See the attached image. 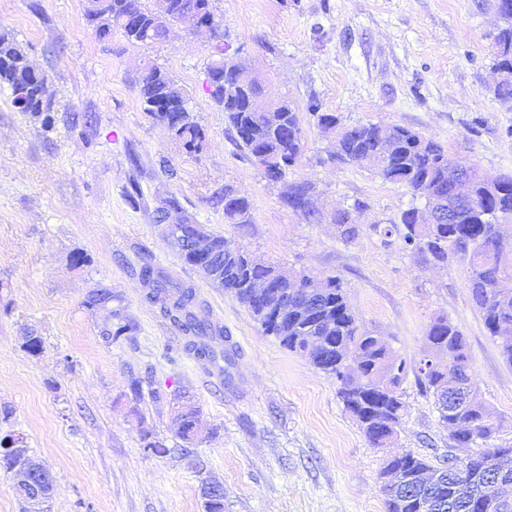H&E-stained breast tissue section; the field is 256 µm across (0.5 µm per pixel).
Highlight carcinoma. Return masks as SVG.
I'll return each mask as SVG.
<instances>
[{
	"label": "carcinoma",
	"mask_w": 512,
	"mask_h": 512,
	"mask_svg": "<svg viewBox=\"0 0 512 512\" xmlns=\"http://www.w3.org/2000/svg\"><path fill=\"white\" fill-rule=\"evenodd\" d=\"M167 18H162L159 8H150L144 0H89L85 18L101 36L112 30L120 31L133 43H152L161 40L167 33V24L183 21L198 9L200 0H165ZM497 11L507 23L495 38L496 67L512 70V0H497ZM25 52L15 38L0 33V88L10 91L11 100L23 96L28 102L27 112L41 118L45 128L52 126L50 104L37 96L43 88L40 76L28 69L20 70L15 61L24 59ZM209 95L212 102L224 112L236 145L254 159L259 167L273 170L277 179H282L301 155L303 133L300 110L291 101L277 102L276 112L281 117L277 128L269 125L262 112H249L245 106L246 96L262 93L259 85H250L246 90L233 91L239 77L233 71H224V53L214 54L207 63ZM138 95L144 112L157 124L174 131L173 138L189 150H197L204 138L203 129L191 113L181 110L191 108V98L168 72L157 66L148 68L137 82ZM307 111L316 116L317 124L326 134H337L336 152L339 160L365 164L375 170L383 180L401 184L412 195L425 198V191L432 190L441 201V209H455L453 223L448 218L436 224H419L417 207L402 212L400 223L381 227L377 224L370 230L379 236L385 246L393 244L397 237L404 247L436 265L459 260L466 264V285L489 335L499 339L512 337V264L502 259L503 236L501 221L512 218V176L490 178L476 168L462 172L469 178L472 199L461 200L456 195L455 184L448 179V170L456 165L453 158L445 155L444 148L432 138L425 137L400 125H378L359 123L347 125L334 112H323L315 97H310ZM310 186L296 184L290 187L285 204L304 216L313 224L320 220L319 213L309 205ZM224 221L228 224L251 222V204L247 198L224 187ZM339 236L348 242L360 234V226L351 222L347 209H338L334 215ZM202 236L212 244V272L224 282V290L238 301L248 296L246 282L251 278H263L273 272L266 266H248L222 235L206 233L199 224L177 225L175 247L183 250L182 243ZM141 279L151 286L148 297L161 303V308L173 325L190 338L189 347L195 356L215 364L225 357V352H216L209 341L223 337L224 331L215 326L198 302L192 287L173 282L155 270L150 264L140 269ZM314 308L293 307L285 319L277 323L261 314V307L252 302L249 308L254 321L263 333L279 340L288 351L305 357L314 367L336 378L337 395L358 424L370 422L362 432L370 445L379 446L377 424L381 420H392L402 424L405 403L399 392L409 373L417 374L424 392L433 395L435 408L442 421L452 422L448 414V385L441 382L442 373L426 365L419 367L406 364L394 357L383 337L366 330L349 303L340 280L329 277L323 282ZM115 296L112 289L101 288L87 295L84 306L93 314L103 315L100 336L112 344L127 340L136 330L135 322L120 307H112ZM334 319L336 328L329 332L317 347L311 349L303 336L306 330L318 323L320 316ZM426 337L435 342L444 353V370L455 373V385L466 390L470 399L458 406L456 417L476 431L487 450L467 460L465 469L452 464V459L440 467L430 465L427 459L412 453L399 455L388 464L406 473L428 471L441 474L440 484L433 494L446 497L456 479L463 473L484 477L483 465L487 456L499 455L512 471V448L491 443L501 428V421L494 419L492 412L480 397L472 382L471 374L463 371L462 364L470 363L466 336L445 318L434 320L428 327ZM350 352L352 365L348 372L341 371L345 352ZM177 430L182 440L194 445L195 427L199 424L198 411L192 406L182 407L176 415ZM387 512H434L428 508V496L415 488L404 487L385 490ZM457 512H501L492 501L476 495L472 506L457 508Z\"/></svg>",
	"instance_id": "1"
}]
</instances>
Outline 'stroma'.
<instances>
[{"instance_id":"35a3bbf8","label":"stroma","mask_w":512,"mask_h":512,"mask_svg":"<svg viewBox=\"0 0 512 512\" xmlns=\"http://www.w3.org/2000/svg\"><path fill=\"white\" fill-rule=\"evenodd\" d=\"M87 5L0 0V32L45 74L55 117L44 129L0 89V407L51 473L48 512H205L213 480L224 512H387V459L411 452L437 466L451 452L447 423L412 379L401 386L397 436L369 445L333 377L264 335L246 306L180 259L155 220L162 209L168 223L203 225L288 275L338 277L396 357L420 362L429 324L447 318L464 332L473 381L502 421L498 443L512 445V366L473 306L465 265L436 267L401 244L382 246L371 225L397 223L411 194L330 159L329 139L304 110L313 96L343 123L405 126L484 173L512 175V99L495 94L496 0H215L225 49L268 98L303 109L302 156L277 184L237 148L210 99L216 43L207 31L175 25L150 44L117 32L101 39ZM151 65L192 97L200 151L187 153L143 112L136 81ZM292 182L312 185L319 222L285 205ZM228 186L250 201V223H225ZM357 200L367 204L354 215L361 232L346 242L332 215ZM78 253L86 263L74 264ZM147 263L192 286L223 328V377L148 300ZM99 288L136 322L132 340L103 342L101 316L84 306ZM30 328L44 339L36 356L23 346ZM184 397L214 431L190 456L175 421ZM145 430L167 454L144 448Z\"/></svg>"}]
</instances>
